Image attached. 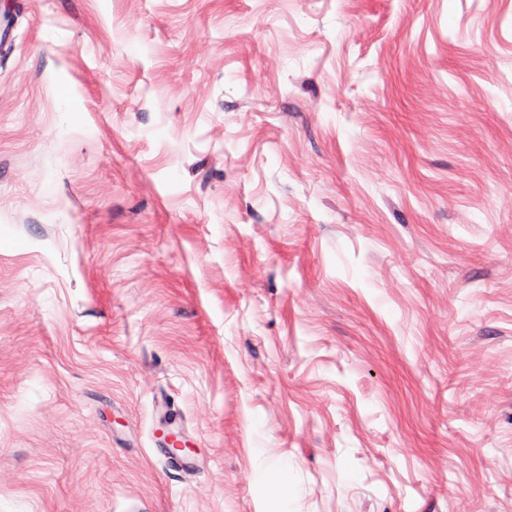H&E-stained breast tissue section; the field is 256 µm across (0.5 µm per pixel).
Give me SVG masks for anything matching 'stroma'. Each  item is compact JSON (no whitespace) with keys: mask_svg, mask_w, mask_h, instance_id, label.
I'll return each mask as SVG.
<instances>
[{"mask_svg":"<svg viewBox=\"0 0 512 512\" xmlns=\"http://www.w3.org/2000/svg\"><path fill=\"white\" fill-rule=\"evenodd\" d=\"M2 21L0 512H512V0Z\"/></svg>","mask_w":512,"mask_h":512,"instance_id":"35a3bbf8","label":"stroma"}]
</instances>
